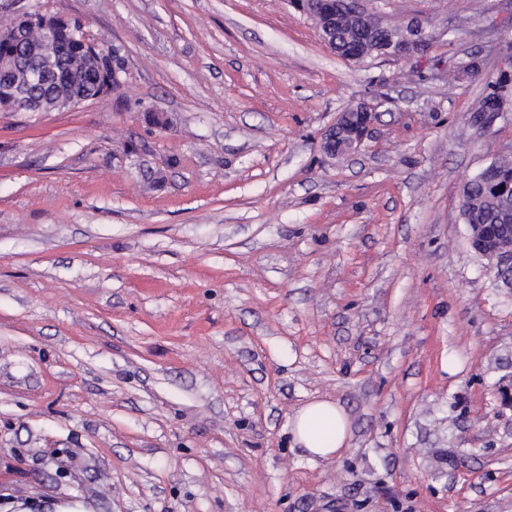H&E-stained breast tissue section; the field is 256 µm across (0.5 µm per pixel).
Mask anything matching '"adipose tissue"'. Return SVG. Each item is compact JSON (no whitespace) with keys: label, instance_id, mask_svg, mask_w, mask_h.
Returning a JSON list of instances; mask_svg holds the SVG:
<instances>
[{"label":"adipose tissue","instance_id":"ef3b65f1","mask_svg":"<svg viewBox=\"0 0 512 512\" xmlns=\"http://www.w3.org/2000/svg\"><path fill=\"white\" fill-rule=\"evenodd\" d=\"M289 432L295 445L314 458L328 459L340 455L350 440V422L336 402L314 400L293 415Z\"/></svg>","mask_w":512,"mask_h":512}]
</instances>
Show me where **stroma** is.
<instances>
[{
  "label": "stroma",
  "mask_w": 512,
  "mask_h": 512,
  "mask_svg": "<svg viewBox=\"0 0 512 512\" xmlns=\"http://www.w3.org/2000/svg\"><path fill=\"white\" fill-rule=\"evenodd\" d=\"M36 2L123 70L0 112V512H512V288L460 218L512 156V112L468 124L512 96V0H373L432 38L361 64L291 0ZM314 399L337 457L291 441ZM122 70L121 63L117 59V55L112 52V69L109 71V74L112 78V86H108L105 90V86H107L108 73H98L97 70L86 69L87 78L84 84L79 89V94L84 98L88 97H97L96 99L103 97L106 95L111 89L112 91L117 89L120 84V71ZM355 112H346L349 109ZM341 112L336 122L325 132L322 148L332 158L345 156L357 150L363 143L375 113L365 103ZM289 432L295 445L311 458L339 456L350 440V422L336 402L314 400L293 415Z\"/></svg>",
  "instance_id": "1"
}]
</instances>
